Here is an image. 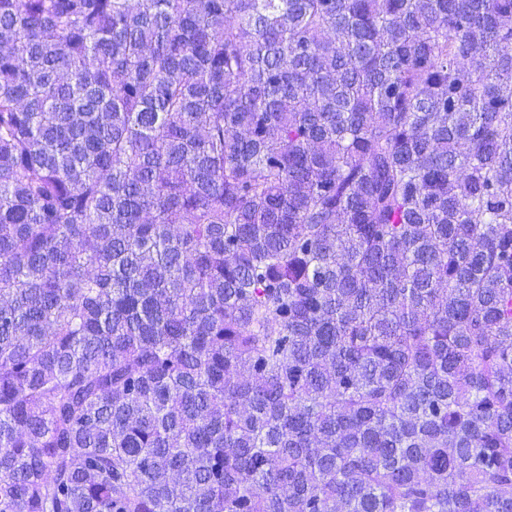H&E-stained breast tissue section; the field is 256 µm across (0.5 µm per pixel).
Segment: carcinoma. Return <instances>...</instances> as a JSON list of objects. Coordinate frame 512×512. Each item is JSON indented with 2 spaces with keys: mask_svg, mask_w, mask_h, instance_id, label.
<instances>
[{
  "mask_svg": "<svg viewBox=\"0 0 512 512\" xmlns=\"http://www.w3.org/2000/svg\"><path fill=\"white\" fill-rule=\"evenodd\" d=\"M0 512H512V0H0Z\"/></svg>",
  "mask_w": 512,
  "mask_h": 512,
  "instance_id": "obj_1",
  "label": "carcinoma"
}]
</instances>
